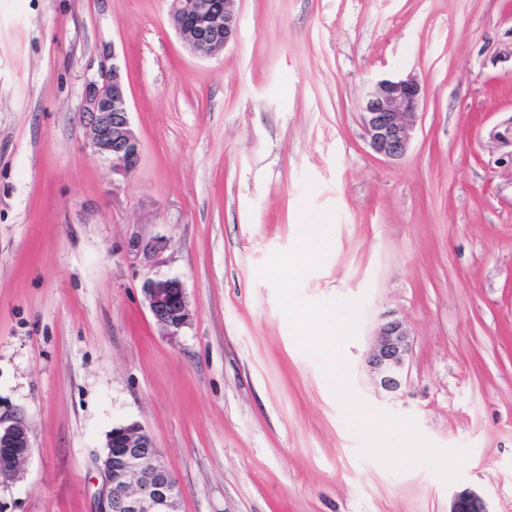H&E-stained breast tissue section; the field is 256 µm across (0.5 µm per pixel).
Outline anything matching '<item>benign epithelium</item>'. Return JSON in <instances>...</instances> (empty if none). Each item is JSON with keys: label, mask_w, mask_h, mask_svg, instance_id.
Segmentation results:
<instances>
[{"label": "benign epithelium", "mask_w": 512, "mask_h": 512, "mask_svg": "<svg viewBox=\"0 0 512 512\" xmlns=\"http://www.w3.org/2000/svg\"><path fill=\"white\" fill-rule=\"evenodd\" d=\"M238 0H175L170 25L186 47L209 55L229 44L238 33ZM424 88L409 74L369 83L360 103V122L370 149L387 160L408 152L415 132ZM83 113L93 148L112 163V172L126 175L139 161V139L132 127L126 79L117 56L102 64L98 77L85 86ZM155 322L174 336L187 323L185 289L177 280L149 281L144 286ZM412 340L403 320L388 317L379 324L369 366L387 392L403 383ZM32 445L24 424L0 426V483L13 480ZM101 486L96 512H177L181 490L161 459L153 438L137 423L112 429L99 466ZM450 512H487L483 499L470 487L453 494Z\"/></svg>", "instance_id": "1"}]
</instances>
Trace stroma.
Listing matches in <instances>:
<instances>
[{"instance_id":"stroma-1","label":"stroma","mask_w":512,"mask_h":512,"mask_svg":"<svg viewBox=\"0 0 512 512\" xmlns=\"http://www.w3.org/2000/svg\"><path fill=\"white\" fill-rule=\"evenodd\" d=\"M174 0H0V421L31 455L0 512H95L112 428L154 438L179 512H449L457 485L512 512V0H240L192 54ZM126 66L140 160L90 145L84 86ZM425 87L414 139L368 146V82ZM332 214L300 289L363 298L336 357L370 406L470 454L458 484L360 457L327 377L257 269ZM182 283L190 318L143 288ZM406 378L367 363L386 317ZM155 322L174 336L187 323L189 307L185 289L178 280L149 281L144 286ZM369 354V366L378 383L387 392H397L403 383L412 340L403 320L388 317L379 324Z\"/></svg>"}]
</instances>
